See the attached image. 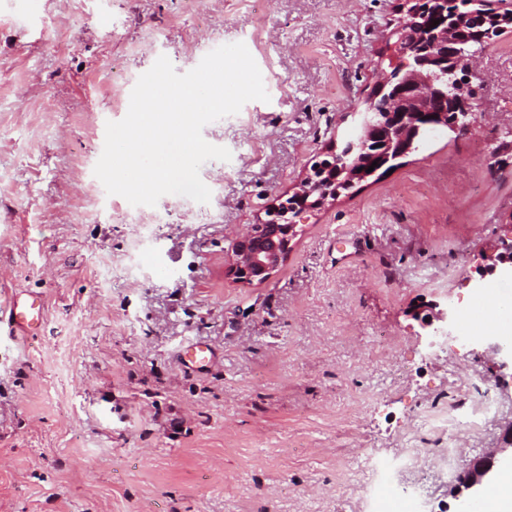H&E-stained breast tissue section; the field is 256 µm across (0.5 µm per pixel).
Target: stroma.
Here are the masks:
<instances>
[{
  "label": "stroma",
  "instance_id": "stroma-1",
  "mask_svg": "<svg viewBox=\"0 0 512 512\" xmlns=\"http://www.w3.org/2000/svg\"><path fill=\"white\" fill-rule=\"evenodd\" d=\"M404 0H0V319L39 297L34 335H0V512H365L368 457L496 447L502 420L446 425L473 382L512 403L491 341L432 353L415 318L463 313L504 237L512 28L482 47L477 121L313 212L262 284L225 273L235 239L306 175L375 90ZM246 45L269 101L207 124L230 161L212 195L134 206L94 167L159 56L177 73ZM210 344L213 364L184 351Z\"/></svg>",
  "mask_w": 512,
  "mask_h": 512
}]
</instances>
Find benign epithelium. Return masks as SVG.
<instances>
[{"label":"benign epithelium","mask_w":512,"mask_h":512,"mask_svg":"<svg viewBox=\"0 0 512 512\" xmlns=\"http://www.w3.org/2000/svg\"><path fill=\"white\" fill-rule=\"evenodd\" d=\"M424 49L409 52L402 50L400 42L388 44L383 59L390 61L395 77H387L380 89L369 100L364 112L355 113L356 132L336 139L330 150L333 157H350L369 152L373 146L371 133L380 130V124L396 120L392 130L380 143L378 153L388 159L401 158L413 152V146L423 144L434 132L440 130L457 134L475 123L476 112L468 99L456 95L444 76L473 62L481 50L482 40L455 34L454 30L441 28L420 33ZM299 204L290 205L288 199L268 210V220L253 224L232 246L227 262V274L243 283H262L269 280L277 268L288 258L292 241L302 216L312 211L308 199L314 197L322 207L333 200L329 191L307 175L293 190ZM506 264H512V237L499 238L480 253L477 271L480 276L495 273ZM451 311L437 304L427 306V313L420 318V325L427 336H440L448 331ZM512 457V430L505 433L502 444L489 448L472 460L458 480V492L477 497L493 484L499 464Z\"/></svg>","instance_id":"benign-epithelium-1"}]
</instances>
